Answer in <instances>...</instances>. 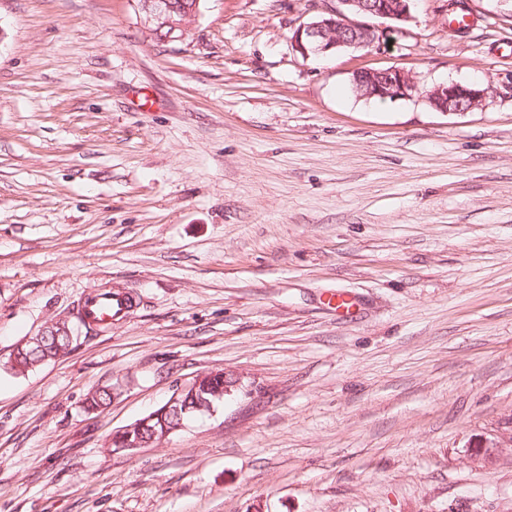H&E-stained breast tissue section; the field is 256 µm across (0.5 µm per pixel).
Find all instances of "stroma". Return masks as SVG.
<instances>
[{
    "mask_svg": "<svg viewBox=\"0 0 512 512\" xmlns=\"http://www.w3.org/2000/svg\"><path fill=\"white\" fill-rule=\"evenodd\" d=\"M324 5L207 0L173 44L134 0H0V512H512V0L302 57ZM386 68L419 94L352 92ZM448 82L488 94L436 111ZM110 287L130 317L10 371ZM217 370L213 412L111 450ZM352 81L359 96L380 101L412 97L419 91L415 76L399 68L357 70L352 73ZM487 91L475 85L450 82L425 92L427 102L439 112H468L481 104ZM70 335L59 328L48 329L44 336H32L25 343L16 347L13 355L11 370L24 373L45 362L59 359L70 351L79 327L75 328L70 322Z\"/></svg>",
    "mask_w": 512,
    "mask_h": 512,
    "instance_id": "obj_1",
    "label": "stroma"
}]
</instances>
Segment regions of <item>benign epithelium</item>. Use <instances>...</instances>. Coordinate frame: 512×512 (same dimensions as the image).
<instances>
[{"label": "benign epithelium", "instance_id": "1", "mask_svg": "<svg viewBox=\"0 0 512 512\" xmlns=\"http://www.w3.org/2000/svg\"><path fill=\"white\" fill-rule=\"evenodd\" d=\"M412 0H336L321 13L301 21L292 30L289 43L292 51L330 55L356 51L363 45L371 47L380 43L382 31L376 21L388 20L407 23L412 20ZM205 0H141L138 5L142 32L151 39L158 37L165 42H182L190 27L202 15ZM354 89L361 97L402 99L419 91L415 76L404 69L357 70L352 73ZM487 91L475 85L450 82L435 86L425 92L427 102L439 112H468L481 104ZM151 421L146 418L113 433L117 441L125 442L123 450L131 451L142 446L132 440L133 430L141 429Z\"/></svg>", "mask_w": 512, "mask_h": 512}]
</instances>
